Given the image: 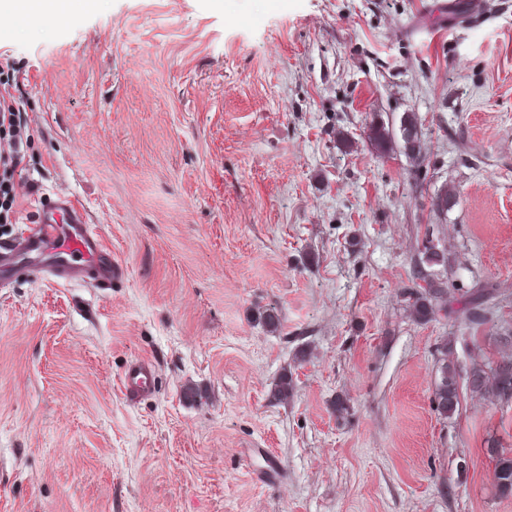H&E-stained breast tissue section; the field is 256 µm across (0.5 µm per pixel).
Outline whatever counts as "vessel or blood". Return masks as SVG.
Segmentation results:
<instances>
[{"label": "vessel or blood", "instance_id": "obj_1", "mask_svg": "<svg viewBox=\"0 0 512 512\" xmlns=\"http://www.w3.org/2000/svg\"><path fill=\"white\" fill-rule=\"evenodd\" d=\"M40 274L56 282L92 281L111 288L121 277V267L111 249L86 223L72 196L60 195L45 207L41 224L0 246V286ZM156 366L152 359H132L118 379L127 402L152 396Z\"/></svg>", "mask_w": 512, "mask_h": 512}]
</instances>
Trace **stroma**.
<instances>
[{
	"label": "stroma",
	"mask_w": 512,
	"mask_h": 512,
	"mask_svg": "<svg viewBox=\"0 0 512 512\" xmlns=\"http://www.w3.org/2000/svg\"><path fill=\"white\" fill-rule=\"evenodd\" d=\"M223 2L0 31L32 134L0 244L67 193L124 268L0 287V512H512L489 456L512 404L433 409L440 340L461 381L512 359V0ZM406 112L419 168L369 140ZM430 237L452 266L423 323ZM137 357L156 389L130 404ZM271 456L282 479L256 480ZM431 274L422 270L416 273V279L425 282L409 292L407 300L414 317L422 322L435 319L441 312L447 309L443 301V288L436 286ZM156 366L148 357L132 359L118 379V389L127 402L138 403L152 396Z\"/></svg>",
	"instance_id": "stroma-1"
}]
</instances>
